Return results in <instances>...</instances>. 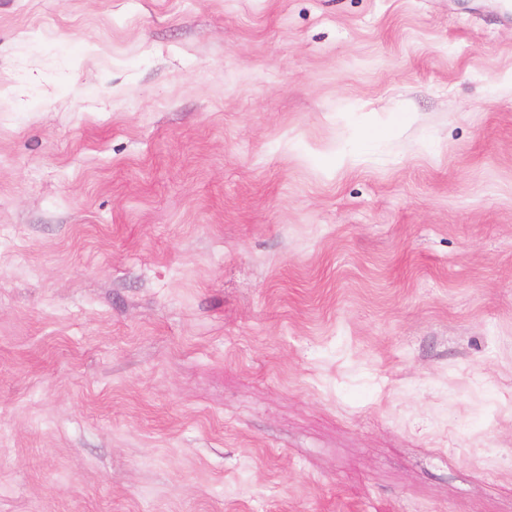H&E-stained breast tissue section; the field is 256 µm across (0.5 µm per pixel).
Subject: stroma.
Masks as SVG:
<instances>
[{"instance_id": "35a3bbf8", "label": "stroma", "mask_w": 512, "mask_h": 512, "mask_svg": "<svg viewBox=\"0 0 512 512\" xmlns=\"http://www.w3.org/2000/svg\"><path fill=\"white\" fill-rule=\"evenodd\" d=\"M0 512H512L503 0H0Z\"/></svg>"}]
</instances>
